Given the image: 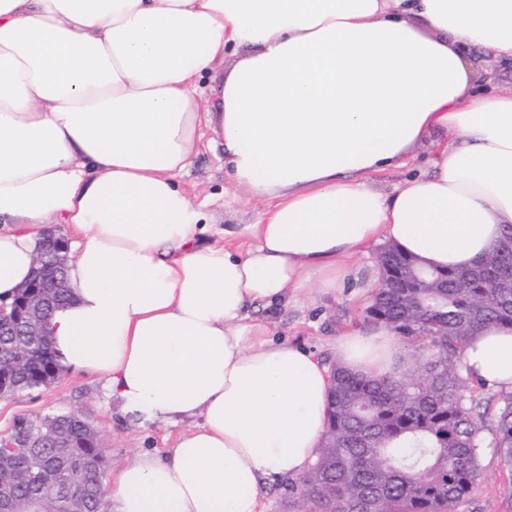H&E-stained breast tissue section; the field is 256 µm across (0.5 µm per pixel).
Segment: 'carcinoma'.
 <instances>
[{
	"instance_id": "cac0c4a2",
	"label": "carcinoma",
	"mask_w": 512,
	"mask_h": 512,
	"mask_svg": "<svg viewBox=\"0 0 512 512\" xmlns=\"http://www.w3.org/2000/svg\"><path fill=\"white\" fill-rule=\"evenodd\" d=\"M37 317L49 323L68 288H45ZM366 321L384 323L406 347V365L371 381L338 366L328 436L308 473L288 482L289 512H458L479 475L487 424L512 465V392L481 404L458 365L465 343L489 325L512 329V225L499 248L466 270L448 271V287L381 288ZM19 320L0 323V395L52 383L62 365L50 336H27ZM69 447L58 448L36 421L17 417L0 450V487L16 512H102L106 464L98 434L83 419L60 415ZM43 438L40 447L26 444Z\"/></svg>"
}]
</instances>
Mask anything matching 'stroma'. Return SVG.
Masks as SVG:
<instances>
[{
	"label": "stroma",
	"instance_id": "1",
	"mask_svg": "<svg viewBox=\"0 0 512 512\" xmlns=\"http://www.w3.org/2000/svg\"><path fill=\"white\" fill-rule=\"evenodd\" d=\"M433 133L430 141L417 147L406 165L389 169L374 183L376 189L389 192L403 187L408 179L430 171L433 143L440 140ZM180 187L192 202H206L209 223H257L265 208L262 200L249 197L235 186L224 172V155L213 143L211 132L201 138L200 154L190 170L179 177ZM371 298L354 287L337 289L335 296L323 297L304 292L288 306L261 310L277 340H284L311 352L325 365L336 362L335 346L347 330L365 329L364 311ZM58 413H72L97 431L107 461L104 479L134 461L145 452H162L173 447L189 428L188 422L140 426L123 419L95 374L63 369L49 386L0 396V435L6 434L14 418L24 415L38 419ZM493 427L482 433L479 450L481 474L458 512H512V467L506 466L494 447Z\"/></svg>",
	"mask_w": 512,
	"mask_h": 512
}]
</instances>
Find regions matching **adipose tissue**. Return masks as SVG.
Listing matches in <instances>:
<instances>
[{
  "label": "adipose tissue",
  "instance_id": "ef3b65f1",
  "mask_svg": "<svg viewBox=\"0 0 512 512\" xmlns=\"http://www.w3.org/2000/svg\"><path fill=\"white\" fill-rule=\"evenodd\" d=\"M473 51L512 58V0H0V300L31 278L40 227L69 225L60 363L98 374L132 422L202 419L113 474L114 512H261L269 481L306 474L330 374L253 306L335 293L380 244L457 270L499 246L512 93H474ZM204 126L270 203L224 229L243 253L208 239L178 183ZM436 131L454 139L432 173L370 186ZM335 354L381 380L402 350L380 325ZM460 363L512 391V330L484 329Z\"/></svg>",
  "mask_w": 512,
  "mask_h": 512
}]
</instances>
